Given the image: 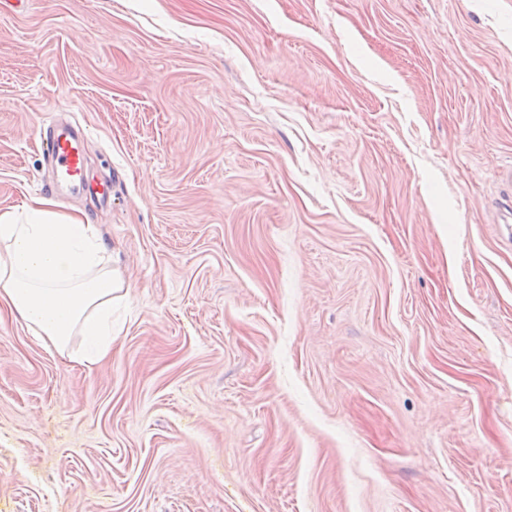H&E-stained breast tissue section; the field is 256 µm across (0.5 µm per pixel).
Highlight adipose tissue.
Masks as SVG:
<instances>
[{
  "label": "adipose tissue",
  "instance_id": "1",
  "mask_svg": "<svg viewBox=\"0 0 512 512\" xmlns=\"http://www.w3.org/2000/svg\"><path fill=\"white\" fill-rule=\"evenodd\" d=\"M94 225L37 198L24 218L0 213V307L60 354L94 364L112 348V304L125 297ZM79 351H72L73 338Z\"/></svg>",
  "mask_w": 512,
  "mask_h": 512
}]
</instances>
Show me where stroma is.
<instances>
[{
	"instance_id": "obj_1",
	"label": "stroma",
	"mask_w": 512,
	"mask_h": 512,
	"mask_svg": "<svg viewBox=\"0 0 512 512\" xmlns=\"http://www.w3.org/2000/svg\"><path fill=\"white\" fill-rule=\"evenodd\" d=\"M85 133L129 292L0 312V512H512V0H0V212Z\"/></svg>"
}]
</instances>
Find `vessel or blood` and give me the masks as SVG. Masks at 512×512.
I'll list each match as a JSON object with an SVG mask.
<instances>
[{
  "label": "vessel or blood",
  "mask_w": 512,
  "mask_h": 512,
  "mask_svg": "<svg viewBox=\"0 0 512 512\" xmlns=\"http://www.w3.org/2000/svg\"><path fill=\"white\" fill-rule=\"evenodd\" d=\"M84 134L70 126L47 127L41 141L42 157L50 169L49 177L42 187L57 193L60 186L70 184L85 187Z\"/></svg>",
  "instance_id": "vessel-or-blood-1"
}]
</instances>
